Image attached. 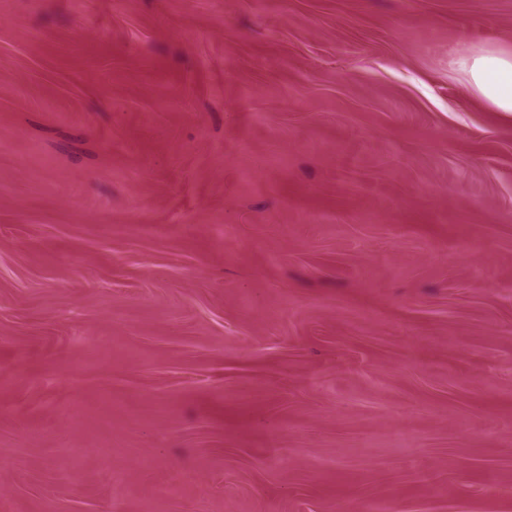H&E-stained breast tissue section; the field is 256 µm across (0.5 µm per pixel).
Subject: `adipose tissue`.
Wrapping results in <instances>:
<instances>
[{
	"mask_svg": "<svg viewBox=\"0 0 512 512\" xmlns=\"http://www.w3.org/2000/svg\"><path fill=\"white\" fill-rule=\"evenodd\" d=\"M472 89L497 112L512 113V50H488L461 57Z\"/></svg>",
	"mask_w": 512,
	"mask_h": 512,
	"instance_id": "1",
	"label": "adipose tissue"
}]
</instances>
